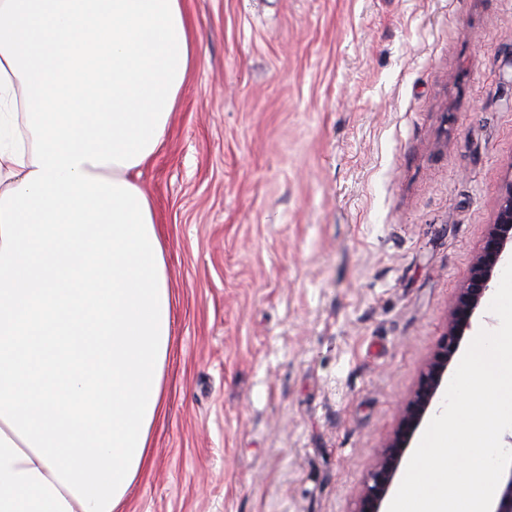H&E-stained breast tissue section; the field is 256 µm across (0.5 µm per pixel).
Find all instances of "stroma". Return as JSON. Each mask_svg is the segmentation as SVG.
<instances>
[{
	"instance_id": "35a3bbf8",
	"label": "stroma",
	"mask_w": 512,
	"mask_h": 512,
	"mask_svg": "<svg viewBox=\"0 0 512 512\" xmlns=\"http://www.w3.org/2000/svg\"><path fill=\"white\" fill-rule=\"evenodd\" d=\"M140 183L167 414L129 512H356L512 176V0H185Z\"/></svg>"
}]
</instances>
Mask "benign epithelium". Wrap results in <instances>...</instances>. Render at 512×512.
I'll return each instance as SVG.
<instances>
[{"mask_svg":"<svg viewBox=\"0 0 512 512\" xmlns=\"http://www.w3.org/2000/svg\"><path fill=\"white\" fill-rule=\"evenodd\" d=\"M509 255L512 256V178L504 185L493 209L483 247L448 312L441 343L428 359L413 393L403 405L397 428L380 451L360 493L357 512H384V502L405 452L425 417L434 412L448 368L463 337L472 331L474 317L492 289L500 265ZM490 512H512V468L503 474Z\"/></svg>","mask_w":512,"mask_h":512,"instance_id":"7a95c632","label":"benign epithelium"}]
</instances>
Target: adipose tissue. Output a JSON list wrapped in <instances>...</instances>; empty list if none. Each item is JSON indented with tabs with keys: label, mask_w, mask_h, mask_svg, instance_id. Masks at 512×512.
I'll return each instance as SVG.
<instances>
[{
	"label": "adipose tissue",
	"mask_w": 512,
	"mask_h": 512,
	"mask_svg": "<svg viewBox=\"0 0 512 512\" xmlns=\"http://www.w3.org/2000/svg\"><path fill=\"white\" fill-rule=\"evenodd\" d=\"M194 59L182 0H0V512H127L172 301L138 178Z\"/></svg>",
	"instance_id": "adipose-tissue-1"
}]
</instances>
